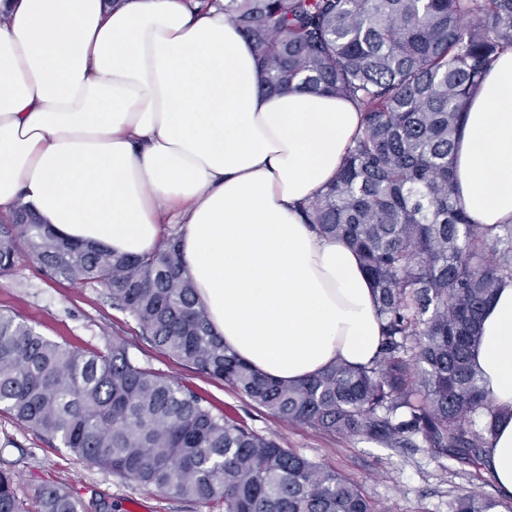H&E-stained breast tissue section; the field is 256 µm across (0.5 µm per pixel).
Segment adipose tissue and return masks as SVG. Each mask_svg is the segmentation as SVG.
Wrapping results in <instances>:
<instances>
[{
  "mask_svg": "<svg viewBox=\"0 0 512 512\" xmlns=\"http://www.w3.org/2000/svg\"><path fill=\"white\" fill-rule=\"evenodd\" d=\"M0 215L27 203L64 239L153 252L173 225L229 352L278 381L371 365L374 290L346 241L299 206L335 178L352 103L261 92L253 48L200 0H0ZM474 224H512V51L470 99L454 159ZM475 361L498 421L486 468L512 496V281Z\"/></svg>",
  "mask_w": 512,
  "mask_h": 512,
  "instance_id": "ef3b65f1",
  "label": "adipose tissue"
}]
</instances>
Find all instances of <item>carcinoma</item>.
<instances>
[{"label": "carcinoma", "mask_w": 512, "mask_h": 512, "mask_svg": "<svg viewBox=\"0 0 512 512\" xmlns=\"http://www.w3.org/2000/svg\"><path fill=\"white\" fill-rule=\"evenodd\" d=\"M254 49L265 90L293 85L353 103L362 130L306 223L346 240L376 295L381 344L364 367L338 362L284 384L230 354L185 276L177 241L118 255L65 241L19 201L0 219V274L26 248L51 278L96 284L143 340L273 415L388 448L425 443L481 478L495 423L471 362L483 310L512 280V225L471 224L455 192L466 105L512 51V0H224ZM0 410L89 465L224 512H374L357 486L140 364L122 342L85 350L0 312ZM39 512H86L45 485ZM512 512L473 491L453 512ZM0 512H26L0 469Z\"/></svg>", "instance_id": "obj_1"}]
</instances>
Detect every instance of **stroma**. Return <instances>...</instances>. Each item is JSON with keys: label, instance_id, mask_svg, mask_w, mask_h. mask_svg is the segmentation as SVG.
Instances as JSON below:
<instances>
[{"label": "stroma", "instance_id": "35a3bbf8", "mask_svg": "<svg viewBox=\"0 0 512 512\" xmlns=\"http://www.w3.org/2000/svg\"><path fill=\"white\" fill-rule=\"evenodd\" d=\"M0 310L19 314L43 336L82 349H104L109 338L125 342L142 365L171 376L252 429L353 481L375 512H452V503L462 491L497 493L490 475L474 479L468 467L434 456L429 448H385L276 417L223 382L198 374L143 343L136 321L112 309L102 288L49 278L27 251L18 253L13 271L0 274ZM1 467L14 473L17 493L32 510L40 488L56 484L83 500L108 502L114 512H125L129 505L138 506L139 512H224L222 504L187 502L89 467L5 413H0Z\"/></svg>", "mask_w": 512, "mask_h": 512}]
</instances>
